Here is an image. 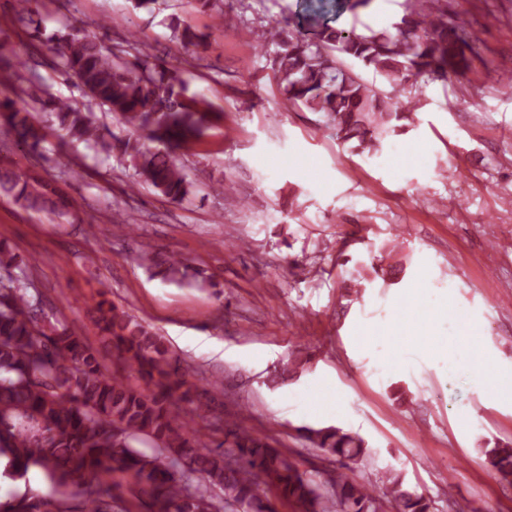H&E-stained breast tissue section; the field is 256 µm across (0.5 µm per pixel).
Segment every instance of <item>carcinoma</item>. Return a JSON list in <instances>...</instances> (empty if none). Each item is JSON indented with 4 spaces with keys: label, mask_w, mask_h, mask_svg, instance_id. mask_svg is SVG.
<instances>
[{
    "label": "carcinoma",
    "mask_w": 512,
    "mask_h": 512,
    "mask_svg": "<svg viewBox=\"0 0 512 512\" xmlns=\"http://www.w3.org/2000/svg\"><path fill=\"white\" fill-rule=\"evenodd\" d=\"M373 0L306 3L270 31L274 44V81L291 108L323 112L336 138L374 154L385 136L408 119L404 95L418 103L422 78L448 81L466 66L463 46L474 37L448 21L445 0H404L396 34L356 26L342 28L335 19L358 17ZM183 46L198 35L172 23ZM49 49L56 69L76 80L86 103L53 96L38 78L12 69L0 52V75L15 79L14 97L0 100V126L17 145L31 152L45 149V112L56 124L59 145L82 142L102 157L117 155L130 167L131 187L149 186L182 201L190 184L174 152L200 142L224 120L205 96L186 93L182 69L163 58L137 56L130 62L112 53L89 25L80 22L54 33ZM382 77L388 89L365 82L342 59ZM118 120L121 132L103 129L93 108ZM0 196L19 206L61 219L72 202L56 185L35 174L0 164ZM183 261H166L164 277H186ZM91 321L102 350L61 321L44 315L40 292L26 275L24 261L0 241V460L5 472L25 477L39 467L56 494L80 489L83 512H112L101 498L98 479L111 474L130 478L148 498L149 512H276L265 490L274 487L303 512H433L430 499L408 488L401 474H384L385 498L342 474L318 480L294 467L265 437L243 428L230 430L214 448L200 446L192 420L180 402L191 400L181 361L161 336L106 298L91 308ZM110 353L135 372L143 385L109 372L102 353ZM309 444L352 468L369 457L364 440L340 427L301 428ZM478 452L500 480L512 484V446L487 443ZM0 512H63L58 499L38 494L0 500Z\"/></svg>",
    "instance_id": "obj_1"
}]
</instances>
